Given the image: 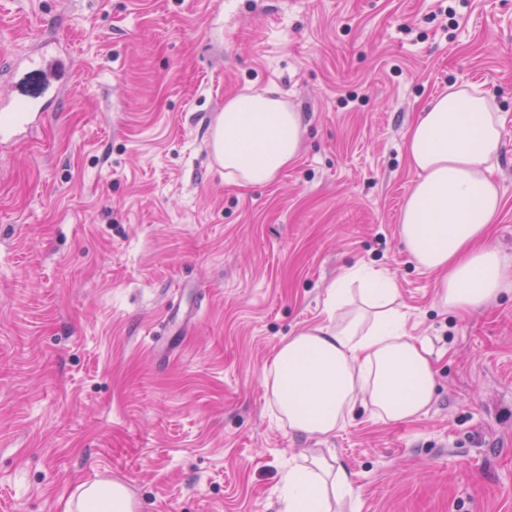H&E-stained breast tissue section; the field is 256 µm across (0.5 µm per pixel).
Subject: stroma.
<instances>
[{"label": "stroma", "instance_id": "stroma-1", "mask_svg": "<svg viewBox=\"0 0 512 512\" xmlns=\"http://www.w3.org/2000/svg\"><path fill=\"white\" fill-rule=\"evenodd\" d=\"M47 41L72 61L44 119L0 142V512H65L91 478L137 512H282L325 453L346 512H512V293L438 307L397 228L406 131L449 83L504 117L492 237L512 279V0H0V95ZM275 90L305 126L266 186L231 183L212 125ZM392 277L437 388L419 419L279 421L275 350L347 268Z\"/></svg>", "mask_w": 512, "mask_h": 512}]
</instances>
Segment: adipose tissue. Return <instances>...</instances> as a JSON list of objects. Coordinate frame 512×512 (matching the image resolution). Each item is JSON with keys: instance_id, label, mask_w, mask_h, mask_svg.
Masks as SVG:
<instances>
[{"instance_id": "obj_1", "label": "adipose tissue", "mask_w": 512, "mask_h": 512, "mask_svg": "<svg viewBox=\"0 0 512 512\" xmlns=\"http://www.w3.org/2000/svg\"><path fill=\"white\" fill-rule=\"evenodd\" d=\"M504 117L489 93L453 84L410 125L408 162L416 177L398 235L418 268L438 276V304L467 312L512 287L490 239L502 209L493 177ZM302 116L272 92L225 101L212 128L218 164L238 187L272 183L296 161ZM324 323L298 330L276 350L264 386L292 431L330 435L356 407L384 423L422 416L436 392L429 343L405 329L394 280L357 265L329 288ZM284 512H333L353 495L348 472L324 455L303 458L282 478ZM127 488L103 481L84 488L78 512H133Z\"/></svg>"}]
</instances>
